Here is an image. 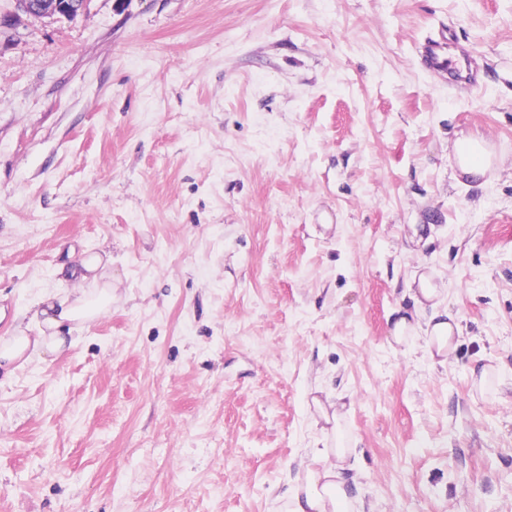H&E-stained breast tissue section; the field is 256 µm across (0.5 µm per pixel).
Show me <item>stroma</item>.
<instances>
[{"mask_svg": "<svg viewBox=\"0 0 512 512\" xmlns=\"http://www.w3.org/2000/svg\"><path fill=\"white\" fill-rule=\"evenodd\" d=\"M0 0V512H279L338 404L348 512H512V0ZM448 51L467 88L425 70ZM496 163L463 174L454 144ZM461 327L396 343L414 273ZM18 9L29 17L48 19H75L83 14L89 0H16ZM446 41L430 38L425 42L421 54V64L442 76L447 75L452 82H465L467 77L462 76L460 68L455 62L448 58L446 52ZM487 143L474 136H463L457 140L456 156L460 168L472 177H480L485 174L487 166L491 161V153L485 149ZM472 148L476 153L472 156L465 151V148ZM111 303L112 288L108 283L93 294L78 289L66 297H43L32 315V321L39 328V336H28L25 333L12 336L0 346V367L1 362L5 365H22L34 356L45 359L47 355H58L71 342H67L66 337L61 335L65 324L88 325Z\"/></svg>", "mask_w": 512, "mask_h": 512, "instance_id": "35a3bbf8", "label": "stroma"}]
</instances>
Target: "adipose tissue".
Wrapping results in <instances>:
<instances>
[{"instance_id": "ef3b65f1", "label": "adipose tissue", "mask_w": 512, "mask_h": 512, "mask_svg": "<svg viewBox=\"0 0 512 512\" xmlns=\"http://www.w3.org/2000/svg\"><path fill=\"white\" fill-rule=\"evenodd\" d=\"M111 302L112 289L107 285L92 294L78 289L66 297L42 298L32 315L38 335L21 333L1 344L0 363L22 365L36 356L58 355L67 345L63 327L90 324ZM345 454V448L331 446L316 449L302 461L297 484L285 500V512H345L348 479L339 464Z\"/></svg>"}]
</instances>
